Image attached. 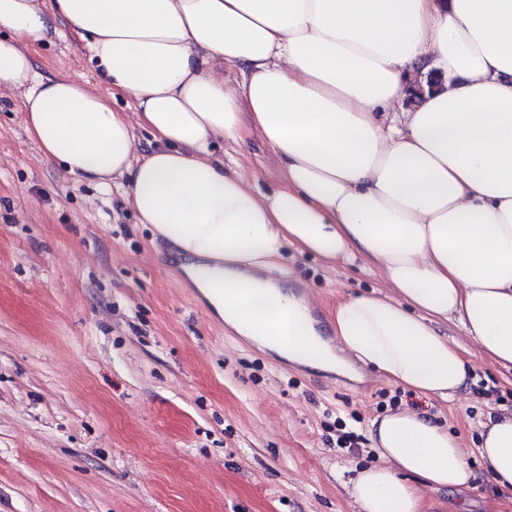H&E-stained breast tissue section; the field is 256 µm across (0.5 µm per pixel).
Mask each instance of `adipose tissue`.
<instances>
[{
	"label": "adipose tissue",
	"mask_w": 512,
	"mask_h": 512,
	"mask_svg": "<svg viewBox=\"0 0 512 512\" xmlns=\"http://www.w3.org/2000/svg\"><path fill=\"white\" fill-rule=\"evenodd\" d=\"M60 20L98 88L36 71L32 45ZM431 72L443 81L416 107L378 120ZM0 89L23 90L45 157L119 185L239 335L340 365L278 277L291 245L382 272L389 293L340 299L330 324L388 381L446 400L466 392L447 323L512 369V0H0ZM124 94L134 113L113 108ZM139 127L153 139L141 154ZM255 136L282 175L268 190L212 152ZM370 439L380 464L344 483L356 512H425L423 489L478 479L460 436L433 417L385 414ZM477 452L512 492V415L487 413Z\"/></svg>",
	"instance_id": "adipose-tissue-1"
}]
</instances>
